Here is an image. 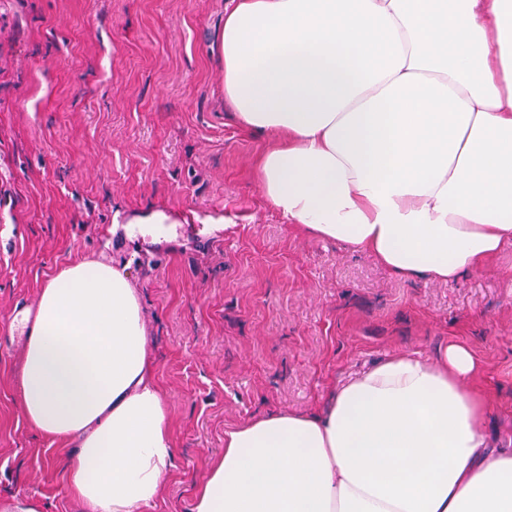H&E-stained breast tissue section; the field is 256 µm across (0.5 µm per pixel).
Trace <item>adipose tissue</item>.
I'll list each match as a JSON object with an SVG mask.
<instances>
[{
    "mask_svg": "<svg viewBox=\"0 0 512 512\" xmlns=\"http://www.w3.org/2000/svg\"><path fill=\"white\" fill-rule=\"evenodd\" d=\"M218 56L289 223L450 282L512 240V0H231ZM20 375L33 429L73 444L86 512H149L174 442L141 299L124 268L80 261L42 285ZM476 364L380 361L312 414L224 435L193 512H512V453L489 448Z\"/></svg>",
    "mask_w": 512,
    "mask_h": 512,
    "instance_id": "obj_1",
    "label": "adipose tissue"
}]
</instances>
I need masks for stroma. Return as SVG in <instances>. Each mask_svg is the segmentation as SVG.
Masks as SVG:
<instances>
[{
    "instance_id": "obj_1",
    "label": "stroma",
    "mask_w": 512,
    "mask_h": 512,
    "mask_svg": "<svg viewBox=\"0 0 512 512\" xmlns=\"http://www.w3.org/2000/svg\"><path fill=\"white\" fill-rule=\"evenodd\" d=\"M226 0H0V512H81L59 442L19 405L23 351L4 327L42 280L95 260L137 288L174 448L152 512H192L224 434L314 412L394 354L468 347L512 452V244L451 283L402 281L370 254L309 236L264 197L266 134L224 104ZM222 225L128 238L143 213Z\"/></svg>"
}]
</instances>
